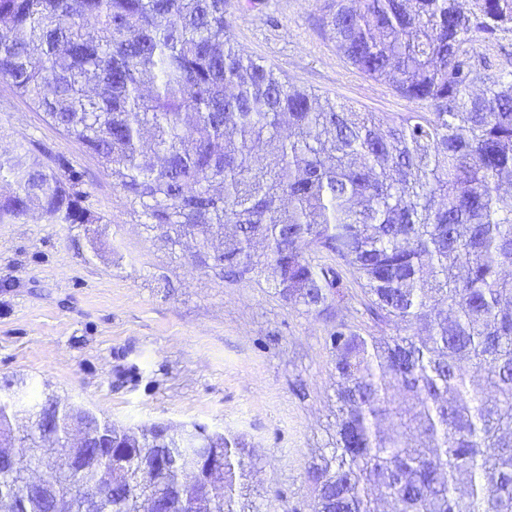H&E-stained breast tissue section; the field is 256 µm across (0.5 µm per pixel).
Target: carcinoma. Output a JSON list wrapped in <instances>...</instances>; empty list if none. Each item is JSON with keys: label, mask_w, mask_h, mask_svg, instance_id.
Listing matches in <instances>:
<instances>
[{"label": "carcinoma", "mask_w": 512, "mask_h": 512, "mask_svg": "<svg viewBox=\"0 0 512 512\" xmlns=\"http://www.w3.org/2000/svg\"><path fill=\"white\" fill-rule=\"evenodd\" d=\"M470 2L327 0L345 59L430 108L386 114L236 49L227 0H0V83L96 157L166 245L195 240L219 280L270 270L310 309L344 298V270L360 287L378 330L330 333L336 414L308 469L313 512H375L374 490L396 512H512V202L498 194L512 183V70L486 75L474 54L512 34V0ZM28 153L0 155L15 185L1 224L35 208L102 222L84 171ZM18 400L0 380V512H238L235 486L259 460L233 433L120 427L52 394L19 426ZM194 442L212 457L180 460Z\"/></svg>", "instance_id": "1"}]
</instances>
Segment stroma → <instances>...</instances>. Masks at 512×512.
I'll return each mask as SVG.
<instances>
[{
    "label": "stroma",
    "mask_w": 512,
    "mask_h": 512,
    "mask_svg": "<svg viewBox=\"0 0 512 512\" xmlns=\"http://www.w3.org/2000/svg\"><path fill=\"white\" fill-rule=\"evenodd\" d=\"M325 0H229L236 45L290 83L360 112H419L391 80L352 67L324 25ZM67 157L85 171L99 224H53L31 211L0 224V378L25 405L45 394L136 428L202 424L245 438L259 460L238 494L245 512H312L307 471L336 410V322L370 330L355 282L348 304L310 309L270 281L207 275L192 248L163 246L75 141L0 85V154Z\"/></svg>",
    "instance_id": "35a3bbf8"
}]
</instances>
